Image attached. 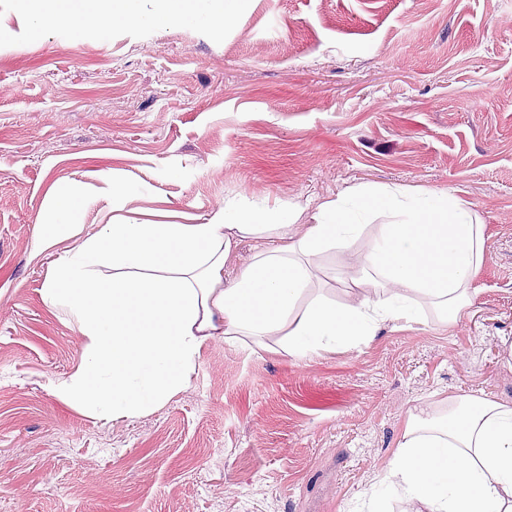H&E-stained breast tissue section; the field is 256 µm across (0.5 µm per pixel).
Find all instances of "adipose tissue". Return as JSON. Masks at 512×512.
<instances>
[{
  "mask_svg": "<svg viewBox=\"0 0 512 512\" xmlns=\"http://www.w3.org/2000/svg\"><path fill=\"white\" fill-rule=\"evenodd\" d=\"M31 23L63 24L77 36L112 26L213 27L249 0H24ZM392 215L370 225L373 202ZM267 211L225 203L202 224L189 215L113 219L82 231L76 199L52 195L38 233L45 251L74 245L52 263L41 299L86 339L82 362L53 383L54 395L102 423L147 415L186 389L212 341L267 340L305 359L372 338L384 326L422 319L430 302L446 322L470 306L487 229L447 192L358 185L317 207ZM257 240L232 285L224 265L237 243ZM358 245L354 284L372 295L339 305L312 294L316 261ZM373 492L396 495L401 512H512V405L454 395L448 406L415 407L389 472Z\"/></svg>",
  "mask_w": 512,
  "mask_h": 512,
  "instance_id": "ef3b65f1",
  "label": "adipose tissue"
}]
</instances>
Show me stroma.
Segmentation results:
<instances>
[{
	"mask_svg": "<svg viewBox=\"0 0 512 512\" xmlns=\"http://www.w3.org/2000/svg\"><path fill=\"white\" fill-rule=\"evenodd\" d=\"M178 178H169L170 169ZM151 192L124 217L205 223L232 199L315 209L359 184L424 187L486 224L477 294L309 359L215 341L188 388L103 424L50 382L84 339L40 296L67 242L39 251L51 188L85 230L112 175ZM352 252L320 260L325 296ZM512 0H250L210 29L76 37L0 0V512H368L419 404L512 401Z\"/></svg>",
	"mask_w": 512,
	"mask_h": 512,
	"instance_id": "stroma-1",
	"label": "stroma"
}]
</instances>
